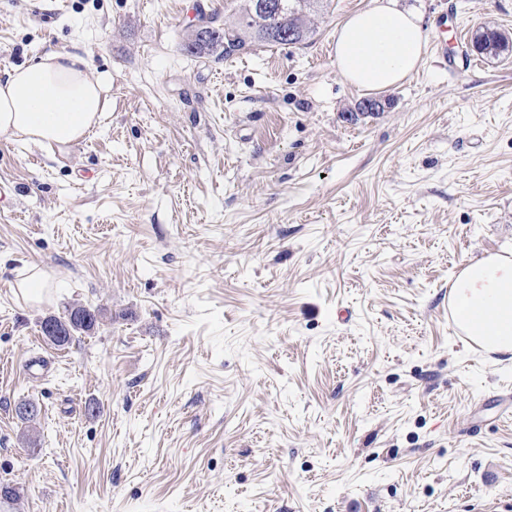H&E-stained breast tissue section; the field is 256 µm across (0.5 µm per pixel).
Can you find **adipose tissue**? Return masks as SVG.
I'll return each mask as SVG.
<instances>
[{"label": "adipose tissue", "instance_id": "obj_1", "mask_svg": "<svg viewBox=\"0 0 512 512\" xmlns=\"http://www.w3.org/2000/svg\"><path fill=\"white\" fill-rule=\"evenodd\" d=\"M427 30L399 0H375L339 26L336 63L351 86L382 91L420 66ZM107 85L77 54L50 52L0 77V135L35 144L82 138L108 107ZM454 321L491 353L512 355V252L467 263L450 286Z\"/></svg>", "mask_w": 512, "mask_h": 512}]
</instances>
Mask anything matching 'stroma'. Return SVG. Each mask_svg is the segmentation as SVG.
Wrapping results in <instances>:
<instances>
[{
    "mask_svg": "<svg viewBox=\"0 0 512 512\" xmlns=\"http://www.w3.org/2000/svg\"><path fill=\"white\" fill-rule=\"evenodd\" d=\"M240 2L0 0V76L74 53L109 100L76 143L0 136V512H512V360L448 310L512 249V51L457 53L512 38V0H400L450 55L376 115L334 58L374 0H320L298 45L184 50ZM76 303L98 323L55 346ZM509 38L497 31L489 30L477 34L472 41V49L479 54L498 56L509 48ZM30 273L18 284V288L25 300L38 303L43 299L47 288L45 273L37 268L29 269Z\"/></svg>",
    "mask_w": 512,
    "mask_h": 512,
    "instance_id": "35a3bbf8",
    "label": "stroma"
}]
</instances>
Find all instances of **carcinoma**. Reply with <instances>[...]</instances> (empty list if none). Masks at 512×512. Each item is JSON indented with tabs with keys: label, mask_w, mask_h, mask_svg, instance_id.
<instances>
[{
	"label": "carcinoma",
	"mask_w": 512,
	"mask_h": 512,
	"mask_svg": "<svg viewBox=\"0 0 512 512\" xmlns=\"http://www.w3.org/2000/svg\"><path fill=\"white\" fill-rule=\"evenodd\" d=\"M246 2L236 27L217 26L216 17L212 16L206 20L207 30L195 28L190 32L184 44L185 51L226 58L250 49L257 41L286 46L288 42L279 38L282 30L298 31L303 41L313 34V29L307 24L306 11L317 0H280L282 7L276 12L261 8V0ZM511 43L506 35L488 29L474 37L472 49L479 54L497 56L507 50ZM68 314L70 317L65 320L49 316L41 322L42 334H47L50 327L55 329L58 339L53 344L57 346H65L74 336L92 331L97 322L96 312L83 305L71 306Z\"/></svg>",
	"instance_id": "cac0c4a2"
}]
</instances>
